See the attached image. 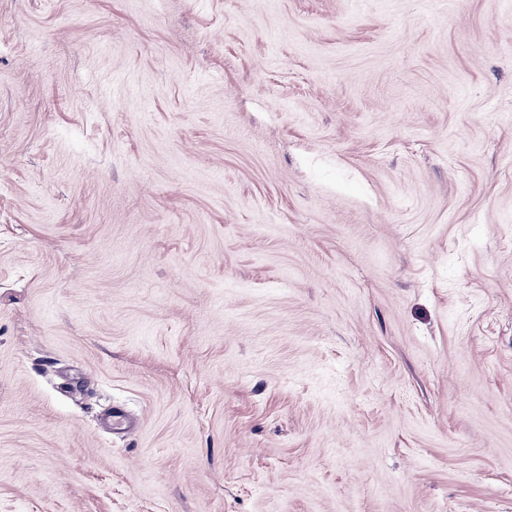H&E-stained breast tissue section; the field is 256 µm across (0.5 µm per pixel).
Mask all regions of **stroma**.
Masks as SVG:
<instances>
[{
  "label": "stroma",
  "instance_id": "obj_1",
  "mask_svg": "<svg viewBox=\"0 0 512 512\" xmlns=\"http://www.w3.org/2000/svg\"><path fill=\"white\" fill-rule=\"evenodd\" d=\"M0 512H512V0H0Z\"/></svg>",
  "mask_w": 512,
  "mask_h": 512
}]
</instances>
